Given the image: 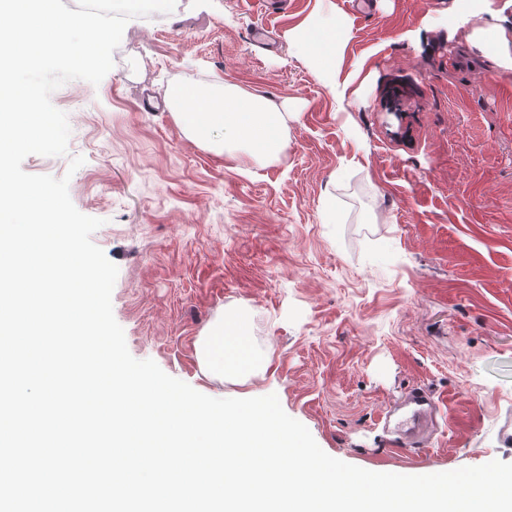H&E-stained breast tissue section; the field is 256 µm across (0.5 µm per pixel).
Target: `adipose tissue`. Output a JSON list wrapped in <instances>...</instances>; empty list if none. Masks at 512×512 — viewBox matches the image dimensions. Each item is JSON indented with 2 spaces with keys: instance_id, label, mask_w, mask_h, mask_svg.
<instances>
[{
  "instance_id": "ef3b65f1",
  "label": "adipose tissue",
  "mask_w": 512,
  "mask_h": 512,
  "mask_svg": "<svg viewBox=\"0 0 512 512\" xmlns=\"http://www.w3.org/2000/svg\"><path fill=\"white\" fill-rule=\"evenodd\" d=\"M451 10L467 26L470 45L490 58L499 71L512 74V0H505L491 21L481 25L476 19L483 11L476 0H453ZM297 42L322 80L348 93L358 76L340 77L336 49L327 43L322 25L310 23L298 34ZM169 103L183 132L199 143H213L215 131L220 130L225 141L244 146L256 157L274 158L285 148L286 110L237 86L217 81L198 91L176 87L169 93ZM199 354L207 373L219 379L227 374L251 377L268 361L267 353L254 348L237 321L217 325L201 341Z\"/></svg>"
}]
</instances>
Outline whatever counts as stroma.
Segmentation results:
<instances>
[{
	"label": "stroma",
	"instance_id": "obj_1",
	"mask_svg": "<svg viewBox=\"0 0 512 512\" xmlns=\"http://www.w3.org/2000/svg\"><path fill=\"white\" fill-rule=\"evenodd\" d=\"M330 3L342 74L374 75L356 97L288 39ZM449 3L176 0L128 22L99 85L52 94L68 153L22 168L69 177L77 210L103 219L92 241L119 270L133 357L214 398L276 394L326 453L367 470L512 463V77L449 37ZM215 81L288 104L279 157L182 132L170 87ZM240 316L269 366L207 377L198 341ZM414 387L440 405L427 447L403 448Z\"/></svg>",
	"mask_w": 512,
	"mask_h": 512
}]
</instances>
